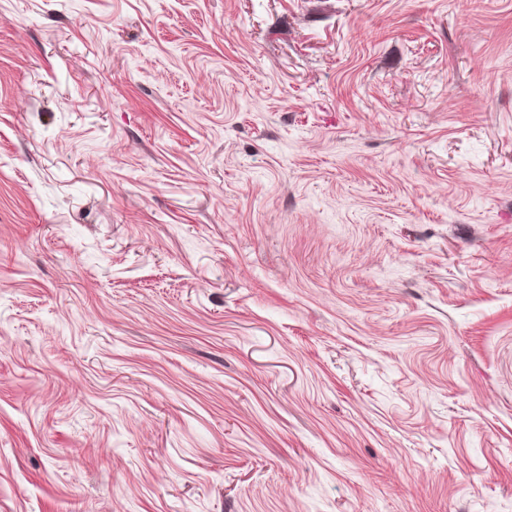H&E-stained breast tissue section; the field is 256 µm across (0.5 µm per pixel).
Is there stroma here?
I'll list each match as a JSON object with an SVG mask.
<instances>
[{
	"label": "stroma",
	"mask_w": 512,
	"mask_h": 512,
	"mask_svg": "<svg viewBox=\"0 0 512 512\" xmlns=\"http://www.w3.org/2000/svg\"><path fill=\"white\" fill-rule=\"evenodd\" d=\"M0 512H512V0H0Z\"/></svg>",
	"instance_id": "obj_1"
}]
</instances>
